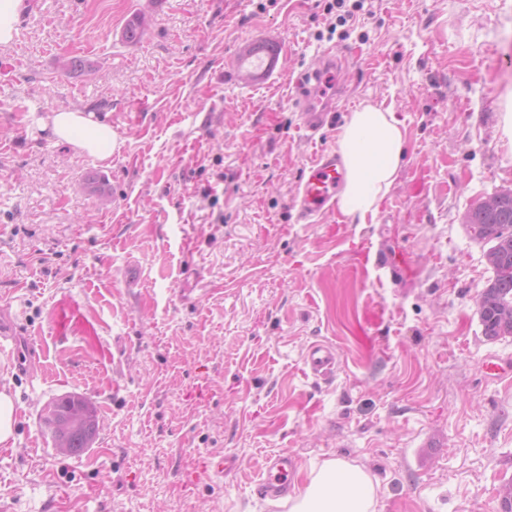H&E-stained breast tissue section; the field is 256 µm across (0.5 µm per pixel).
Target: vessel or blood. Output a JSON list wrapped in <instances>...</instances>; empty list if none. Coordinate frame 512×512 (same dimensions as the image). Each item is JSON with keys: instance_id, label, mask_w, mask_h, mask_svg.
<instances>
[{"instance_id": "vessel-or-blood-1", "label": "vessel or blood", "mask_w": 512, "mask_h": 512, "mask_svg": "<svg viewBox=\"0 0 512 512\" xmlns=\"http://www.w3.org/2000/svg\"><path fill=\"white\" fill-rule=\"evenodd\" d=\"M244 60H257L264 71L274 69L280 58L278 46L271 42H253L243 54ZM336 62L331 52H324L318 67L308 70L298 84L295 105L302 114V126L308 136H316L331 119L332 90L328 83ZM346 180L341 156L323 151L305 167L298 190L299 218L306 223L334 210L336 198ZM306 363L314 374L327 375L335 364L331 346L316 343L309 347ZM292 460L280 453L266 459L259 491L272 498L287 496Z\"/></svg>"}]
</instances>
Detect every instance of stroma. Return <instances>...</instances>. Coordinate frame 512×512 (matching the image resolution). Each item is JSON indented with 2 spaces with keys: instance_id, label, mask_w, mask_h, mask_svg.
<instances>
[{
  "instance_id": "stroma-1",
  "label": "stroma",
  "mask_w": 512,
  "mask_h": 512,
  "mask_svg": "<svg viewBox=\"0 0 512 512\" xmlns=\"http://www.w3.org/2000/svg\"><path fill=\"white\" fill-rule=\"evenodd\" d=\"M329 24L319 0H22L0 44V312L25 341L0 349V512H282L258 484L283 452L296 487L361 466L377 512H502L512 378L484 364L512 336L483 334L493 272L462 217L512 190V0H365L345 35ZM256 37L277 69L234 80ZM328 50L342 93L311 140L295 87ZM369 103L405 128L388 194L362 224L299 223L305 165ZM66 109L111 123L118 153L50 140L38 118ZM68 394L99 411L79 456L43 428ZM335 360V354L331 346L315 343L308 349L306 364L314 374L325 376L333 368ZM16 425L15 406L6 390L0 391V444L7 443L14 436Z\"/></svg>"
}]
</instances>
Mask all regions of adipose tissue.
I'll use <instances>...</instances> for the list:
<instances>
[{
    "label": "adipose tissue",
    "instance_id": "1",
    "mask_svg": "<svg viewBox=\"0 0 512 512\" xmlns=\"http://www.w3.org/2000/svg\"><path fill=\"white\" fill-rule=\"evenodd\" d=\"M55 142L105 161L118 146L111 124L94 114L59 111L40 119ZM403 123L391 110L367 104L350 113L341 128L338 152L347 176L337 198L343 217L364 222L389 192L404 152ZM374 483L361 467L340 459L325 461L304 489L288 501V512H376Z\"/></svg>",
    "mask_w": 512,
    "mask_h": 512
}]
</instances>
